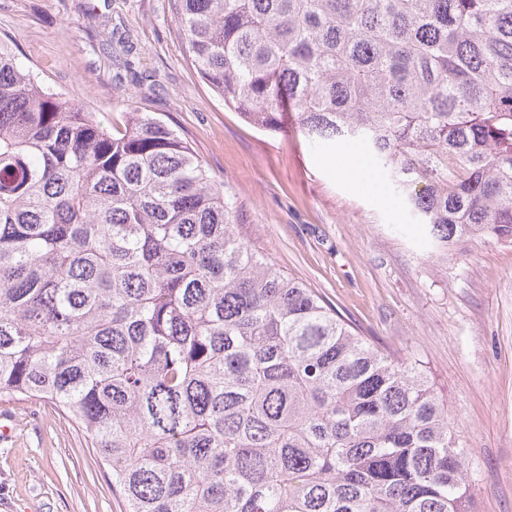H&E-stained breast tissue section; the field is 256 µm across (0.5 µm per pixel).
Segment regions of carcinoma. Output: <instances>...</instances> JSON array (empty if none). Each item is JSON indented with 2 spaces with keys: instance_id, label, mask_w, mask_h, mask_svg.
Instances as JSON below:
<instances>
[{
  "instance_id": "carcinoma-1",
  "label": "carcinoma",
  "mask_w": 512,
  "mask_h": 512,
  "mask_svg": "<svg viewBox=\"0 0 512 512\" xmlns=\"http://www.w3.org/2000/svg\"><path fill=\"white\" fill-rule=\"evenodd\" d=\"M253 127L361 144L436 253L512 244V0H176ZM53 404L124 512H475L420 363L240 236L150 112L123 128L0 45V401Z\"/></svg>"
}]
</instances>
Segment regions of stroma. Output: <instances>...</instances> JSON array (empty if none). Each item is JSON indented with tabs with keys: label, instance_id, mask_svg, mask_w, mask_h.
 Masks as SVG:
<instances>
[{
	"label": "stroma",
	"instance_id": "stroma-1",
	"mask_svg": "<svg viewBox=\"0 0 512 512\" xmlns=\"http://www.w3.org/2000/svg\"><path fill=\"white\" fill-rule=\"evenodd\" d=\"M0 41L101 121L158 113L223 182L252 248L360 334L420 361L457 423L476 512H512V245L472 242L439 258L371 156V181L338 174L358 143L321 151L252 127L187 60L173 0H0ZM5 412L0 512H123L51 403L4 401Z\"/></svg>",
	"mask_w": 512,
	"mask_h": 512
}]
</instances>
